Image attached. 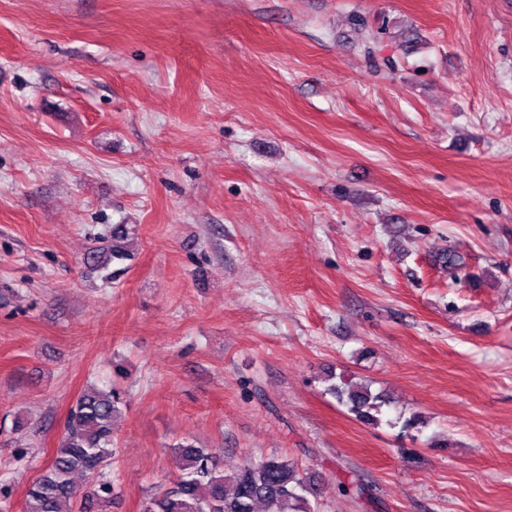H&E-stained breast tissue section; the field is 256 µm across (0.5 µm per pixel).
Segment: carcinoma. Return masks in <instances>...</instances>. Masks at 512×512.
Here are the masks:
<instances>
[{"label": "carcinoma", "instance_id": "carcinoma-1", "mask_svg": "<svg viewBox=\"0 0 512 512\" xmlns=\"http://www.w3.org/2000/svg\"><path fill=\"white\" fill-rule=\"evenodd\" d=\"M126 224L112 228V249H95L91 262L106 268L129 259ZM339 403L357 417L378 422L386 405L366 386L331 387ZM122 397L108 386L85 389L70 408L64 432L49 464L30 485L24 512H99L113 503L117 486L112 467V426L121 414ZM178 474L167 488L150 493L141 512H314L302 495L304 480L286 457L246 462L226 476L220 455L211 448L179 443L173 448Z\"/></svg>", "mask_w": 512, "mask_h": 512}]
</instances>
